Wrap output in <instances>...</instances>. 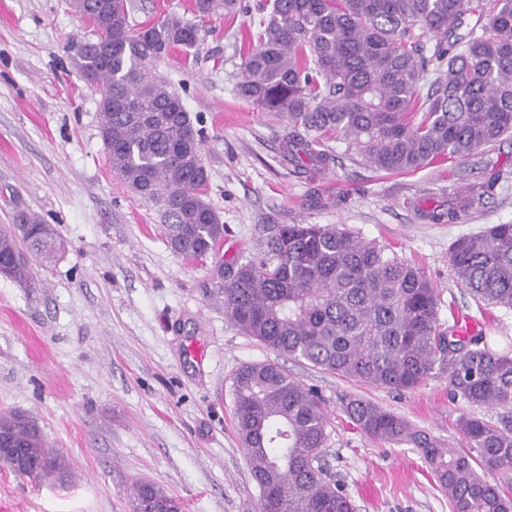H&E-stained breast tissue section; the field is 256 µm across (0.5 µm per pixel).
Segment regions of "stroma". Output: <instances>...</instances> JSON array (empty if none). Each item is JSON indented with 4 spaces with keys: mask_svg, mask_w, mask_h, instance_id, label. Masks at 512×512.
Segmentation results:
<instances>
[{
    "mask_svg": "<svg viewBox=\"0 0 512 512\" xmlns=\"http://www.w3.org/2000/svg\"><path fill=\"white\" fill-rule=\"evenodd\" d=\"M250 13L198 19L192 0H128L139 28L175 13L202 39L152 66L181 95L204 132L207 199L227 227L205 262L169 247L157 207L113 172L100 137V92L67 43L91 38L70 0H0V225L38 214L64 243L49 266L32 263L31 287L0 276V413L23 411L68 465L64 481H37L0 467V512H130V484L147 480L184 512H259L237 428L232 376L241 364L280 362L316 388L328 410L324 463L357 512H450L419 454L368 439L341 410L357 394L456 447V426L498 408L451 400L448 380L407 391L371 387L279 357L224 314V269L257 250L260 229L335 224L389 245L437 287L446 324L469 322L496 348L512 343V310L480 313L451 278L448 248L460 236L512 223V185L481 210L463 209L457 186L512 169V136L464 161L400 174L379 172L343 143L316 181L281 156L285 120L242 99L236 84ZM459 208L432 224L421 211Z\"/></svg>",
    "mask_w": 512,
    "mask_h": 512,
    "instance_id": "obj_1",
    "label": "stroma"
}]
</instances>
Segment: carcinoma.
Returning a JSON list of instances; mask_svg holds the SVG:
<instances>
[{"label":"carcinoma","mask_w":512,"mask_h":512,"mask_svg":"<svg viewBox=\"0 0 512 512\" xmlns=\"http://www.w3.org/2000/svg\"><path fill=\"white\" fill-rule=\"evenodd\" d=\"M94 38L81 45L83 77L101 89L100 136L113 172L158 207L178 255L208 254L225 225L206 200L209 172L202 130L180 94L149 63L200 39L197 25L167 15L130 28L125 0H71ZM201 18L234 15L239 0H194ZM236 84L240 97L288 119L283 150L310 175L328 166L329 135L370 167L415 172L465 160L512 133V0H272ZM435 78L423 85L428 71ZM512 171L497 169L466 188L484 207ZM0 230V275L29 283L28 258L57 260L63 242L31 212ZM448 266L477 305L512 310V224H493L452 242ZM224 313L266 348L337 376L395 391L448 378L453 397L471 407L512 408V350L495 351L480 332L455 335L439 318L440 293L421 269L385 245L332 224L262 228L259 253L224 271ZM237 433L260 490V512H356L328 478L325 402L276 362L240 365L232 377ZM366 437L408 445L448 497L450 512H512L489 473L512 468V418L497 424L471 414L457 420L468 449L359 396L342 403ZM36 469L0 464L19 476H64L30 415L0 414V439ZM183 512L161 487L134 483L132 507L151 501Z\"/></svg>","instance_id":"carcinoma-1"}]
</instances>
